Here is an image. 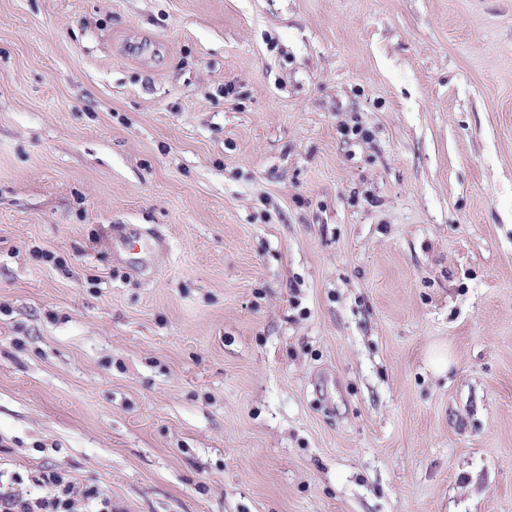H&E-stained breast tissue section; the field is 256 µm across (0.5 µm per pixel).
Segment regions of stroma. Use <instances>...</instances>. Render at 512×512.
I'll use <instances>...</instances> for the list:
<instances>
[{
  "label": "stroma",
  "instance_id": "obj_1",
  "mask_svg": "<svg viewBox=\"0 0 512 512\" xmlns=\"http://www.w3.org/2000/svg\"><path fill=\"white\" fill-rule=\"evenodd\" d=\"M53 471L512 512V0H0V488Z\"/></svg>",
  "mask_w": 512,
  "mask_h": 512
}]
</instances>
